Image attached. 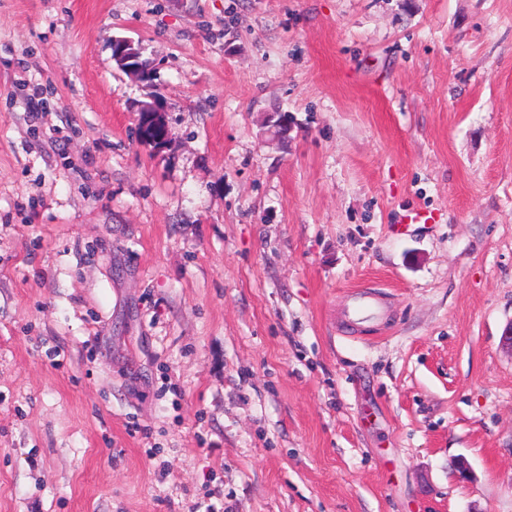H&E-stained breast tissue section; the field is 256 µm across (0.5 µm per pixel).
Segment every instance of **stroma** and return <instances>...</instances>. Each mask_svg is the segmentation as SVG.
<instances>
[{
    "mask_svg": "<svg viewBox=\"0 0 512 512\" xmlns=\"http://www.w3.org/2000/svg\"><path fill=\"white\" fill-rule=\"evenodd\" d=\"M511 322L512 0H0V512H512Z\"/></svg>",
    "mask_w": 512,
    "mask_h": 512,
    "instance_id": "stroma-1",
    "label": "stroma"
}]
</instances>
